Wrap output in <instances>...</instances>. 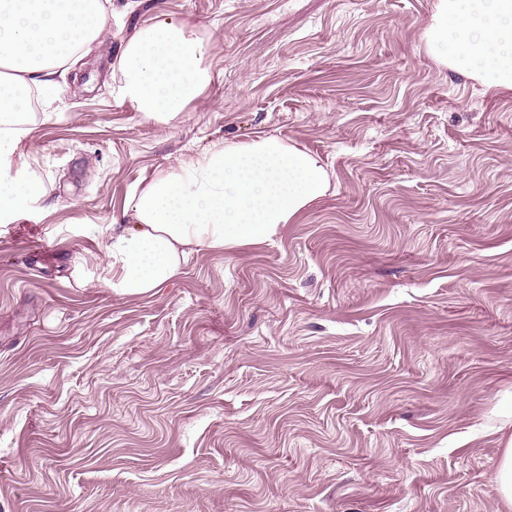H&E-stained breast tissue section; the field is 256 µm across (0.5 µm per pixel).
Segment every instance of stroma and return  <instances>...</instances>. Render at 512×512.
<instances>
[{
	"mask_svg": "<svg viewBox=\"0 0 512 512\" xmlns=\"http://www.w3.org/2000/svg\"><path fill=\"white\" fill-rule=\"evenodd\" d=\"M111 4L8 172L46 195L0 223V512H512V91L427 53L437 0ZM157 18L208 46L169 122L116 93ZM267 135L324 198L157 294L106 287L152 178ZM494 482L502 498L512 504V448H505Z\"/></svg>",
	"mask_w": 512,
	"mask_h": 512,
	"instance_id": "1",
	"label": "stroma"
}]
</instances>
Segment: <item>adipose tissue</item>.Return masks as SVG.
<instances>
[{"label":"adipose tissue","instance_id":"adipose-tissue-1","mask_svg":"<svg viewBox=\"0 0 512 512\" xmlns=\"http://www.w3.org/2000/svg\"><path fill=\"white\" fill-rule=\"evenodd\" d=\"M104 0H0V222L44 196L37 178L6 180L28 135L27 92H52L106 30ZM433 59L486 89L512 90V0H438L424 32ZM207 52L191 26L155 21L125 44L117 95L146 116L176 119L209 82ZM310 152L275 136L225 142L181 160L133 200L126 224L104 228L103 252L124 296L156 293L195 254L253 246L277 236L329 191Z\"/></svg>","mask_w":512,"mask_h":512}]
</instances>
